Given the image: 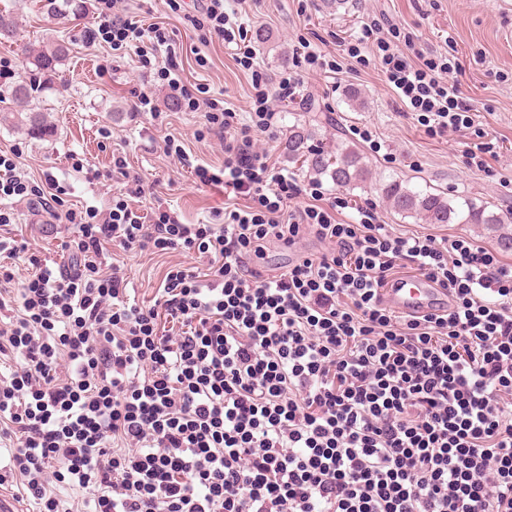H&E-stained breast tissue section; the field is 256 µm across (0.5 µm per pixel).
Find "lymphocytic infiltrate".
I'll list each match as a JSON object with an SVG mask.
<instances>
[{
	"mask_svg": "<svg viewBox=\"0 0 512 512\" xmlns=\"http://www.w3.org/2000/svg\"><path fill=\"white\" fill-rule=\"evenodd\" d=\"M124 0H95L90 41L134 49L185 111L203 113L198 138L217 136L224 164L198 163L174 137L163 151L201 184L239 204L220 224L148 214L127 158L88 180H122L108 212L62 208L53 179L35 183L0 152V224L16 204L75 235L65 274L0 237V486L36 512H512V264L465 237L407 236L374 206L326 198L257 147L277 102L301 93V70L336 63L293 48L270 84L252 76L247 118L182 77L168 31L129 18ZM186 25L246 48L247 30L224 0H200ZM374 59L430 134L472 127V108L448 78L446 57L417 50L399 27L362 24L350 58ZM351 221H339L345 209ZM322 246L277 273L247 265L268 244ZM207 257L209 277L169 267L153 305L130 301L107 245ZM35 273L15 282L12 261ZM446 288L454 308L407 318L379 290L401 271ZM166 318L172 330L161 332ZM82 496L61 508L57 488Z\"/></svg>",
	"mask_w": 512,
	"mask_h": 512,
	"instance_id": "lymphocytic-infiltrate-1",
	"label": "lymphocytic infiltrate"
}]
</instances>
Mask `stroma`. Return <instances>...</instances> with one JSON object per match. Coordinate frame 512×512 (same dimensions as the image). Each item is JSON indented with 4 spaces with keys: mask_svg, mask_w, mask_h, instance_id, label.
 Listing matches in <instances>:
<instances>
[{
    "mask_svg": "<svg viewBox=\"0 0 512 512\" xmlns=\"http://www.w3.org/2000/svg\"><path fill=\"white\" fill-rule=\"evenodd\" d=\"M19 15L13 41L0 43V58L16 63L23 74L25 61L17 48L35 47L49 38L69 42L71 52L46 74L43 102L56 128L55 136L27 137L11 123H0V150H18L22 167L36 177L52 176L64 191L66 203L90 204L105 209L120 197L113 181L89 183L68 161L69 155L88 159L100 169L112 163L113 150L125 151L131 169L155 186L156 196L175 210L182 222L222 223L225 207L231 206L222 187L194 184L165 157L159 144L165 135L182 138L187 149L207 165L221 166L224 146L215 137L195 140L203 122L201 113L167 106L168 90L157 74L139 68L133 51H115L107 43L89 44L86 33L96 25L94 0H59L56 15H48L40 0H0ZM128 14L140 23L157 24L172 32L175 48H186L182 76L204 86L209 95L223 97L240 113L251 107V74L261 68L270 82L283 71L282 56L291 54L298 39H308L316 50L334 57L338 73L308 72L304 75L303 100L279 103L281 120L272 135H260L258 144L273 147V161L299 182L310 179L300 163L284 149L288 129L315 130L323 140L343 137L364 156L375 178L395 176L412 187L440 191L446 196L466 195L489 211L512 210V0H347L344 7L329 0H229L239 22L248 31L265 28L266 46L254 47L253 67L237 62L233 50L221 40H202L186 26L181 11L171 10L165 0H126ZM398 25L402 32L431 50L447 54L457 65L458 87L475 109L474 126L467 130L430 135L416 113L409 111L373 64L357 62L343 54L363 22ZM357 89L363 107L349 106L345 93ZM148 94L159 107L167 108L166 126H157L149 113L134 108L140 94ZM369 137H361V130ZM498 140V154L487 157L483 170L470 165L469 153L478 144V132ZM326 196L346 198L350 205H373L382 223L408 236L467 237L498 251L512 263V249L501 248L498 234L481 224H427L391 211L373 190H348L324 182ZM73 235L67 224H40L25 205H18L14 224L0 226V237L23 238L49 263H70L66 242ZM123 263L137 303L151 304L167 268L183 264L206 273L207 259L172 251L152 254L113 249Z\"/></svg>",
    "mask_w": 512,
    "mask_h": 512,
    "instance_id": "stroma-1",
    "label": "stroma"
}]
</instances>
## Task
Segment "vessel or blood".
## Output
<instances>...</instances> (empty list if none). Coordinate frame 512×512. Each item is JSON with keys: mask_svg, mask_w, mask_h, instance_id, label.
<instances>
[{"mask_svg": "<svg viewBox=\"0 0 512 512\" xmlns=\"http://www.w3.org/2000/svg\"><path fill=\"white\" fill-rule=\"evenodd\" d=\"M380 297L403 314L418 316L428 313H445L452 309L453 301L448 292L433 281L423 277L405 278L381 289Z\"/></svg>", "mask_w": 512, "mask_h": 512, "instance_id": "vessel-or-blood-1", "label": "vessel or blood"}]
</instances>
